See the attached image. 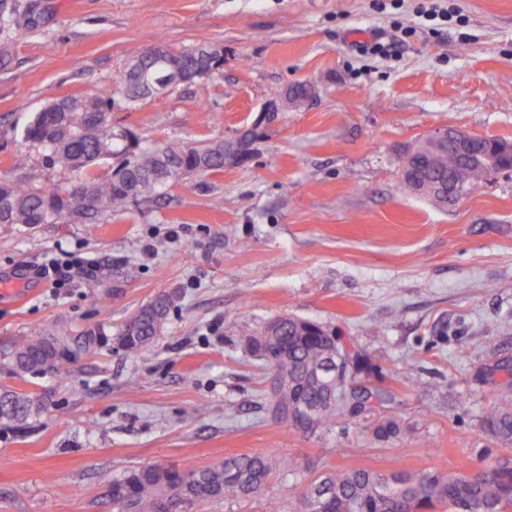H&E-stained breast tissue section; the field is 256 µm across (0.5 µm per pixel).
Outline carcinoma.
<instances>
[{"mask_svg":"<svg viewBox=\"0 0 512 512\" xmlns=\"http://www.w3.org/2000/svg\"><path fill=\"white\" fill-rule=\"evenodd\" d=\"M224 56L216 46L202 43L174 50L150 45L112 74L113 92L97 87L78 96L48 102L24 132L25 140L41 162L68 173L63 182L41 186L0 180V224L34 228L58 224L68 216L95 224L125 211L137 200H152L187 175L205 176L224 170V153L235 151L234 140L189 146L148 144L129 130L112 128V94L133 104L153 97L165 103L171 72L186 75L189 84L221 72ZM413 150L419 166L403 174L404 187L422 186L419 173L426 168L439 180L453 176L462 191L485 177V168L465 166L451 150L426 140ZM115 160L113 171L100 177V162ZM178 296L163 294L142 307L138 319L124 325L116 342L133 356L145 354L162 331ZM281 323L264 326L249 337V352L263 367H274L288 379L280 403H299L311 409L318 427L329 429L366 410L372 401L391 400L380 386H361L362 396L339 397L336 375L327 370L341 355L344 343L322 323L292 314L279 315ZM82 342L59 337L22 338L0 352V362L12 375L67 373ZM42 401L29 394L0 393V425L18 426L39 414ZM485 430L497 441L512 445V403L493 406L484 416ZM282 465L275 452L229 457L206 467L174 468L148 465L112 481V505L118 512H161L163 502L177 512H193L199 503L258 496L273 471ZM299 512H512V459L505 456L489 471L442 472L429 467L413 471L378 472L365 468L323 473L307 481Z\"/></svg>","mask_w":512,"mask_h":512,"instance_id":"1","label":"carcinoma"}]
</instances>
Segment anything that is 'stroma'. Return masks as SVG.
<instances>
[{
    "mask_svg": "<svg viewBox=\"0 0 512 512\" xmlns=\"http://www.w3.org/2000/svg\"><path fill=\"white\" fill-rule=\"evenodd\" d=\"M7 2L0 177L64 180L36 159L14 167L31 150L26 126L49 100L107 88L148 42L216 45L224 68L176 86L162 106L116 103L114 127L160 144L256 137L249 160L111 220L0 225V350L50 325L99 334L70 374L0 369V388L45 404L25 425L0 426V512H113L107 483L131 468L269 451L298 472H279L264 498L198 512H265L268 497L294 512L307 480L329 469L495 465L504 451L482 417L512 399V171L441 206L406 192L401 168L437 128L512 142V0H450L458 19L433 35L410 8L382 12L374 0ZM400 24L415 34L399 38ZM372 39L386 54L359 55ZM297 82L314 95L294 107L284 94ZM61 248L99 259L103 273L54 288L36 270ZM164 291L179 296L164 329L147 354H127L118 328ZM284 312L355 341L372 381L393 394L397 438L373 436L374 413L313 432L266 416L265 370L244 339ZM491 320L500 330L488 337ZM201 402L208 411L195 414ZM93 482L95 501L85 495Z\"/></svg>",
    "mask_w": 512,
    "mask_h": 512,
    "instance_id": "1",
    "label": "stroma"
}]
</instances>
